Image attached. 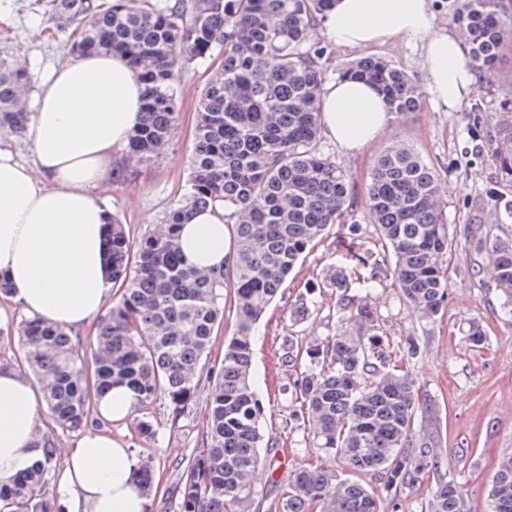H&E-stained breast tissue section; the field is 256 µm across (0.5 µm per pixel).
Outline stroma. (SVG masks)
I'll list each match as a JSON object with an SVG mask.
<instances>
[{"label": "stroma", "instance_id": "1", "mask_svg": "<svg viewBox=\"0 0 512 512\" xmlns=\"http://www.w3.org/2000/svg\"><path fill=\"white\" fill-rule=\"evenodd\" d=\"M70 33V26L54 17L49 6L35 5L34 0H0V49L8 53L14 44H25L27 70L43 73L69 59ZM423 44V37H408L370 52L402 68L422 90L419 111L393 119L359 153L344 151L326 138L321 141L324 156L352 174L353 191L345 224L327 229L255 329L253 386L265 408L262 431L267 442L260 454L275 459L277 468L260 470L250 512H270L289 472L316 459L306 446L304 429L287 426L290 376L278 363L282 336L293 324L290 306L299 298L314 316L293 325L306 336L329 334L326 317L336 304L330 269L351 242L367 247L375 239L364 209L368 173L378 156L397 144L414 148L443 178L440 207L459 243L448 262V307L436 321L420 320L387 280L372 290L368 301L389 336L413 340L417 346L410 369L438 409L433 441L447 459L449 476L463 490L464 512H486L498 462L512 452V317L502 311L501 291L489 275V257L475 241L477 227L491 224L512 237V175H505L497 161L498 156H512V53L495 76L479 74L472 98L451 112L424 92ZM216 70L206 59L180 72L177 116L168 145L153 162L139 167L135 179L99 190L105 208L118 215L131 236L161 231L166 213L183 200L199 100ZM474 323L487 334L480 350L467 340ZM205 425L198 409L178 425L160 424L150 438L136 435L132 426L122 427L128 446L155 466L147 512H176L170 464L190 458Z\"/></svg>", "mask_w": 512, "mask_h": 512}]
</instances>
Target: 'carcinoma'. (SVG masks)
<instances>
[{
  "mask_svg": "<svg viewBox=\"0 0 512 512\" xmlns=\"http://www.w3.org/2000/svg\"><path fill=\"white\" fill-rule=\"evenodd\" d=\"M333 0H50L54 14L74 25L77 54L122 52L143 64L145 106L125 158L112 168L128 181L168 144L176 118V78L186 66L222 51L221 75L200 99L185 203L165 216L161 235L130 236L109 214L108 263L112 306L95 328L90 349L75 329L20 316L0 327V343L18 350L0 365H18L41 389L50 424L37 446L43 458L0 484V512H55L48 485L55 431L100 430L95 397L116 386L135 395L139 435L154 434L152 409L165 401L173 424L202 405L207 422L192 457L174 465L177 512H247L262 464L264 409L251 383L256 323L300 258L332 224L345 222L351 176L321 150L318 107L327 71L324 50L308 31ZM452 22L468 63L490 75L512 45L508 0H458ZM385 96L396 116L420 108L400 67L367 56L339 69ZM26 70L0 57V136L22 137L29 123ZM439 173L409 146L377 159L365 199L374 247L336 265V331L310 339L290 328L282 365L294 376L291 423L307 430L325 457L292 471L282 485L283 512H378L373 491L336 469L371 474L387 493L414 488L436 475L428 512H463V494L442 473L444 456L429 441L423 419L434 404L408 368L414 344L387 336L376 311L354 283L373 289L381 277L413 313L435 321L448 305V255L457 239L438 206ZM224 209L233 248L224 264H184L180 228L192 208ZM477 245L493 256V277L512 313V239L490 233ZM235 331L222 358L211 341L226 313ZM154 465L140 464V493L153 491ZM488 512H512V456L502 458L489 491Z\"/></svg>",
  "mask_w": 512,
  "mask_h": 512,
  "instance_id": "cac0c4a2",
  "label": "carcinoma"
}]
</instances>
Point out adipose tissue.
Masks as SVG:
<instances>
[{
	"instance_id": "obj_1",
	"label": "adipose tissue",
	"mask_w": 512,
	"mask_h": 512,
	"mask_svg": "<svg viewBox=\"0 0 512 512\" xmlns=\"http://www.w3.org/2000/svg\"><path fill=\"white\" fill-rule=\"evenodd\" d=\"M322 34L341 49L424 36L431 99L453 110L475 88L461 40L434 29L432 0H334ZM142 93L139 74L122 55L73 56L37 79L29 120L32 162L0 147V274L27 314L79 329L104 313L112 280L107 215L95 193L109 184L141 123ZM321 101L324 132L344 150L365 149L393 118L382 94L357 78L325 84ZM181 248L190 264H222L223 212L189 211ZM44 407L41 391L23 372L0 368V483L38 456ZM66 457L56 484L61 512H146L136 483L140 461L120 436L85 431Z\"/></svg>"
}]
</instances>
